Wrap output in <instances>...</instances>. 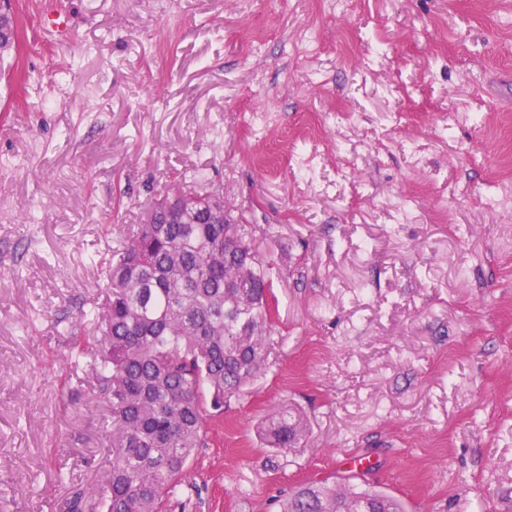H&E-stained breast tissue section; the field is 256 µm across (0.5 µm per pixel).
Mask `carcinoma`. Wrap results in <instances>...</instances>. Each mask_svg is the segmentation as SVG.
Returning a JSON list of instances; mask_svg holds the SVG:
<instances>
[{"label":"carcinoma","instance_id":"cac0c4a2","mask_svg":"<svg viewBox=\"0 0 512 512\" xmlns=\"http://www.w3.org/2000/svg\"><path fill=\"white\" fill-rule=\"evenodd\" d=\"M18 38L12 13L0 26L1 57ZM242 220L224 211L219 192L185 180L163 186L132 234L116 238L102 264L103 302L82 313L93 341L71 347L75 359L93 357L112 458L101 484L72 491L68 512H163L207 447V420L265 365L274 270ZM306 436L293 407L265 429L273 448ZM280 512L406 510L384 492L326 478L289 494Z\"/></svg>","mask_w":512,"mask_h":512}]
</instances>
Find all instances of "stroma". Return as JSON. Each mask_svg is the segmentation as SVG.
I'll return each mask as SVG.
<instances>
[{
  "mask_svg": "<svg viewBox=\"0 0 512 512\" xmlns=\"http://www.w3.org/2000/svg\"><path fill=\"white\" fill-rule=\"evenodd\" d=\"M43 2L12 0L0 64V512L98 483L91 256L195 177L252 224L276 332L169 512L349 475L512 512V0H65L68 39ZM288 403L308 438L263 446ZM18 25L10 5V16L7 22L0 25V56L1 59L15 50L18 44Z\"/></svg>",
  "mask_w": 512,
  "mask_h": 512,
  "instance_id": "1",
  "label": "stroma"
}]
</instances>
